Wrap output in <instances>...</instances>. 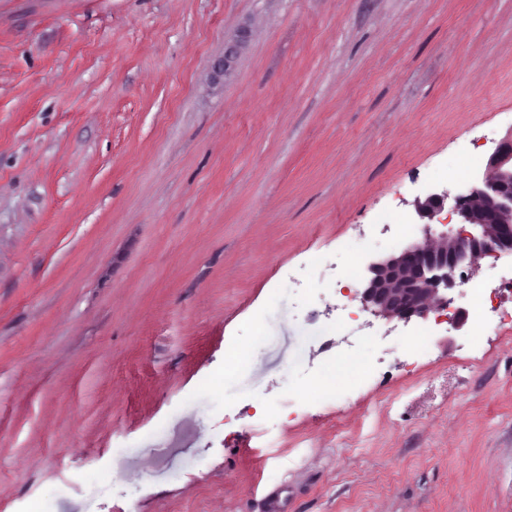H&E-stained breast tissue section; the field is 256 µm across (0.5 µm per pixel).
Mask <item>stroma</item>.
I'll use <instances>...</instances> for the list:
<instances>
[{
	"mask_svg": "<svg viewBox=\"0 0 512 512\" xmlns=\"http://www.w3.org/2000/svg\"><path fill=\"white\" fill-rule=\"evenodd\" d=\"M510 137L512 0H0V512L93 470L55 512H512V256L471 277L487 329L250 332ZM232 343L246 423L199 399ZM346 349L361 388L279 420Z\"/></svg>",
	"mask_w": 512,
	"mask_h": 512,
	"instance_id": "35a3bbf8",
	"label": "stroma"
}]
</instances>
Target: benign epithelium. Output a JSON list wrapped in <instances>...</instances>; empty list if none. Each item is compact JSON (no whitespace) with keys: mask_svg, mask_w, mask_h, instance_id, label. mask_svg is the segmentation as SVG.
Listing matches in <instances>:
<instances>
[{"mask_svg":"<svg viewBox=\"0 0 512 512\" xmlns=\"http://www.w3.org/2000/svg\"><path fill=\"white\" fill-rule=\"evenodd\" d=\"M449 210L461 228L436 234L425 229L423 242H412L368 264L360 292L363 308L376 317L405 324L448 309L456 270H475L479 260L512 254V138L500 142L476 180L454 192L431 191L414 201L415 214L430 224Z\"/></svg>","mask_w":512,"mask_h":512,"instance_id":"1","label":"benign epithelium"}]
</instances>
